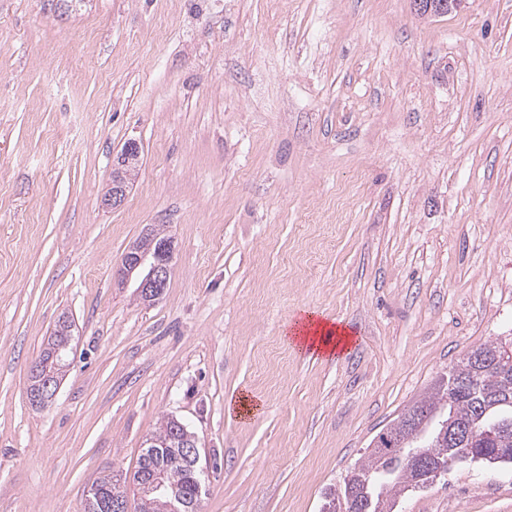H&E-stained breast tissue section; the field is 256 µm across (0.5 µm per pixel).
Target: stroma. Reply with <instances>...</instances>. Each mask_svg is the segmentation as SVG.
I'll return each mask as SVG.
<instances>
[{
    "label": "stroma",
    "instance_id": "1",
    "mask_svg": "<svg viewBox=\"0 0 512 512\" xmlns=\"http://www.w3.org/2000/svg\"><path fill=\"white\" fill-rule=\"evenodd\" d=\"M130 141L138 176L102 206ZM150 224L175 245L153 303L112 277ZM313 311L346 353L289 344ZM63 315L65 375L31 405ZM510 338L512 0H0V512H85L168 415L203 512H319ZM399 512H512V467L454 465Z\"/></svg>",
    "mask_w": 512,
    "mask_h": 512
}]
</instances>
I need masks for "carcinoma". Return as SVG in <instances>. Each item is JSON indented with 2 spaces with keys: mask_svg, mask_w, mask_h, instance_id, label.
Segmentation results:
<instances>
[{
  "mask_svg": "<svg viewBox=\"0 0 512 512\" xmlns=\"http://www.w3.org/2000/svg\"><path fill=\"white\" fill-rule=\"evenodd\" d=\"M165 238L161 228L152 227L136 238L130 249L152 255ZM69 337L70 325L63 320L53 333L49 348L41 355L38 373L31 375L30 390L40 384L48 361L58 363L63 359ZM481 350L497 355L494 365L474 361L468 354L412 404L435 418V423L420 439H415L412 425L397 416L377 435L373 447L347 470L342 484L324 494L322 507L342 506V512H355L351 496L360 495L372 500L369 512H398L401 497L423 491L435 482L433 477H421L409 464L408 451L417 443L427 448L447 469L455 463L467 462L512 465V431L495 438L466 439L458 435V431L468 425L485 428L498 422L512 426V350L508 352L491 341L484 343ZM441 421L448 422L446 436L440 434ZM174 429L173 419L163 421L140 455L133 482L141 486L152 473L163 471L168 483L185 499L193 494L197 472L177 460ZM125 499L127 489L120 480L110 473L104 474L89 490L85 512H111L112 502Z\"/></svg>",
  "mask_w": 512,
  "mask_h": 512,
  "instance_id": "carcinoma-1",
  "label": "carcinoma"
}]
</instances>
